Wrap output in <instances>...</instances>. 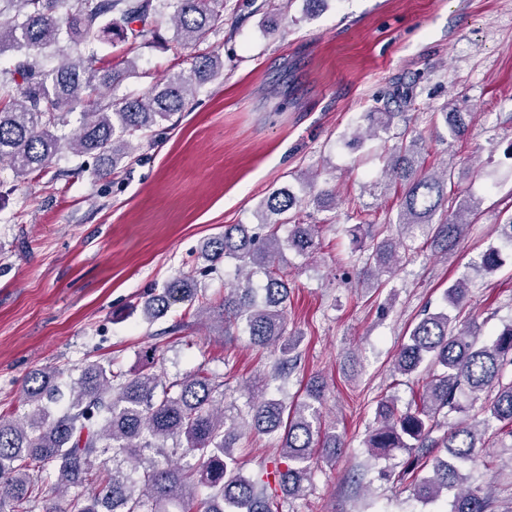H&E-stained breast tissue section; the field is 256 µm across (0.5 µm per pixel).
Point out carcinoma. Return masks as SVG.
<instances>
[{
  "mask_svg": "<svg viewBox=\"0 0 512 512\" xmlns=\"http://www.w3.org/2000/svg\"><path fill=\"white\" fill-rule=\"evenodd\" d=\"M65 5V17L58 16ZM0 56L19 53L0 68V167L27 177L50 167L62 151L77 157L99 155L114 168L134 157L148 133L173 121L198 88L224 69L214 54L193 57L189 72L170 74L143 96L117 98L114 90L135 69L134 59L72 56L62 43L106 42L116 47L139 40L160 44L176 54L206 40L224 26V0H0ZM170 23L174 39L160 35ZM62 56L48 69V51ZM85 104L79 126L69 131L71 108ZM448 134L462 139L468 133L466 112L441 113ZM396 113L368 112L373 128L389 127ZM422 146L413 139L390 152L385 176L398 180L404 191L398 226L401 239L377 231L372 224H355L351 232L369 239L368 254L359 273L367 288L381 286L380 277L393 273L408 258L403 239L417 229L430 234L434 248L446 254L466 234L476 210L469 200L448 212L447 173L426 172L419 161ZM333 191L322 190L302 200L290 189L270 193L258 206L260 222L231 224L205 246L207 270L226 260L236 262L237 282L216 301L195 281L179 275L143 302L147 320L163 317L171 305L186 302L199 313L225 318L260 347L279 346L286 359L275 375L288 368L297 340L288 336V270L284 251L306 256L315 248L317 225L292 224L288 213L301 205L325 207ZM288 226V236L278 234ZM502 263L501 249L489 246L479 268L487 274ZM469 284L458 279L448 286L445 300L457 309L466 305ZM433 372L422 385L415 408L398 409L382 400L376 408V427L366 447L376 455L397 448H415L421 457L444 448L424 476L408 468L416 498L424 503L452 496L450 512H491V496L468 484L466 465L483 449L481 436L468 423L442 429L439 416L466 413L460 397L475 402L496 390L488 408L490 418L512 438V382H501L512 366V323L488 344L469 328H457L446 312H426L413 325L393 363L394 371L410 376L424 362ZM55 373L40 371L26 387L23 416L0 413V512H273L277 489L300 495L314 465L341 454L343 437L322 427L319 405L324 381L309 380L304 397L294 403L250 391L244 427L280 442L279 455L263 466L256 478L244 474L234 444L241 436L237 418L218 406L220 385L199 371L174 384L154 372L126 374L112 364L84 367L70 390L65 409L53 416L46 402L58 396ZM442 431L437 436L435 432ZM172 442L171 452L163 447ZM209 490L197 501L199 487ZM75 493L62 500L69 489Z\"/></svg>",
  "mask_w": 512,
  "mask_h": 512,
  "instance_id": "cac0c4a2",
  "label": "carcinoma"
}]
</instances>
